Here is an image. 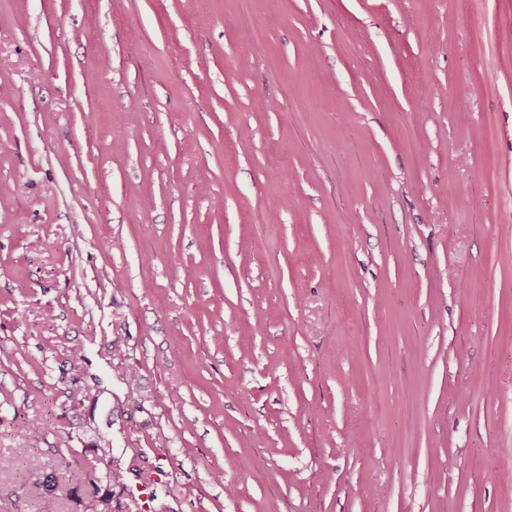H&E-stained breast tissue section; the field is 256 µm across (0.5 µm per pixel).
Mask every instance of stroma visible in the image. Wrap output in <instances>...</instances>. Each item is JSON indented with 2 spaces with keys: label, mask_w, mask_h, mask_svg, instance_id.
<instances>
[{
  "label": "stroma",
  "mask_w": 512,
  "mask_h": 512,
  "mask_svg": "<svg viewBox=\"0 0 512 512\" xmlns=\"http://www.w3.org/2000/svg\"><path fill=\"white\" fill-rule=\"evenodd\" d=\"M237 3L0 0V512H512V0ZM99 450L103 451L104 456L99 455ZM96 451L93 454H87L84 450L81 458L60 454L57 468L37 484L42 512L56 511L60 483L71 486L74 493H78L87 483L93 485L96 490L88 494V505L91 511L86 512H112V484H120L122 474L119 468L112 467L113 461L112 465L105 467V471L100 470V464H105L106 451L103 448H96ZM104 479L109 486L101 492L102 488L97 483Z\"/></svg>",
  "instance_id": "35a3bbf8"
}]
</instances>
